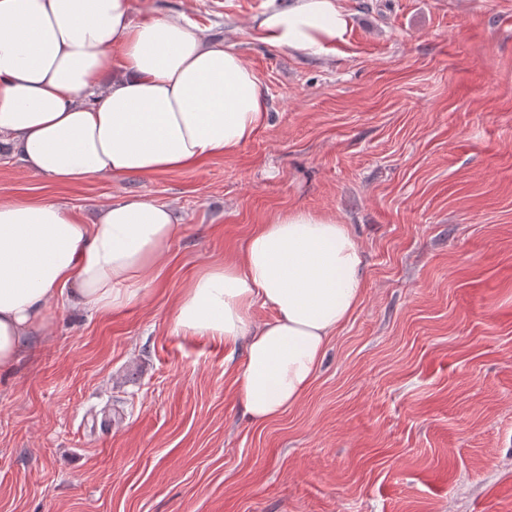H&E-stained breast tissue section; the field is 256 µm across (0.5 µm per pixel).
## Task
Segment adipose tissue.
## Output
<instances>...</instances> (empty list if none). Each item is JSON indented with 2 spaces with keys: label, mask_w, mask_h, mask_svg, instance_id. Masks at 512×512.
Returning <instances> with one entry per match:
<instances>
[{
  "label": "adipose tissue",
  "mask_w": 512,
  "mask_h": 512,
  "mask_svg": "<svg viewBox=\"0 0 512 512\" xmlns=\"http://www.w3.org/2000/svg\"><path fill=\"white\" fill-rule=\"evenodd\" d=\"M262 40L322 56L345 42L342 0H268ZM267 115L263 84L233 45L179 16L141 22L131 0H0V136L51 184L194 168L250 141ZM179 226L137 198L86 224L54 198L0 200V370L45 328L50 305L94 313L142 300ZM349 227L294 209L259 225L224 266L183 288L177 331L233 349L251 421L277 419L315 380L330 339L363 294ZM272 308L256 324V305Z\"/></svg>",
  "instance_id": "obj_1"
}]
</instances>
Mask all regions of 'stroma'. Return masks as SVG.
Segmentation results:
<instances>
[{"label": "stroma", "instance_id": "stroma-1", "mask_svg": "<svg viewBox=\"0 0 512 512\" xmlns=\"http://www.w3.org/2000/svg\"><path fill=\"white\" fill-rule=\"evenodd\" d=\"M267 0H131L232 43L267 119L197 168L55 187L0 140V200L80 218L115 197L180 222L144 298L51 308L0 372V512H512V0H344L312 57L262 42ZM348 225L364 296L299 402L251 422L243 350L177 332L184 284L256 225Z\"/></svg>", "mask_w": 512, "mask_h": 512}]
</instances>
